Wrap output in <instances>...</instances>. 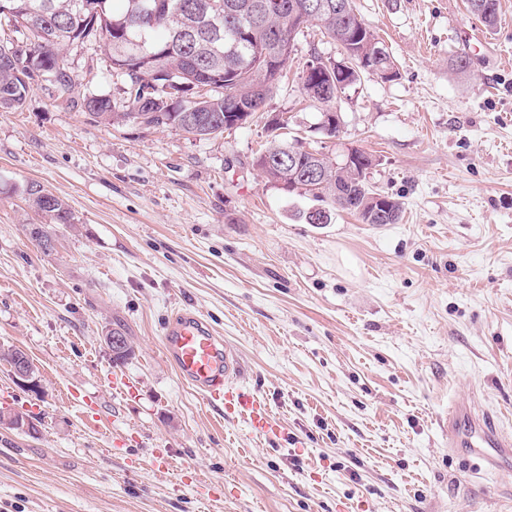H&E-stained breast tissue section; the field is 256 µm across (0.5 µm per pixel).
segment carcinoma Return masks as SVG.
<instances>
[{"label": "carcinoma", "instance_id": "1", "mask_svg": "<svg viewBox=\"0 0 512 512\" xmlns=\"http://www.w3.org/2000/svg\"><path fill=\"white\" fill-rule=\"evenodd\" d=\"M308 0H10L9 13H0V29L29 47L21 63L5 57L0 48V108L18 109L29 95L31 80L47 74L59 97L80 105L104 125L133 121L145 128H172L204 139L224 133L226 115L254 114L253 102L268 98L278 88L295 50L294 41L310 24L318 25L347 55L350 70L333 80L352 87L365 72L382 80L397 76L393 58L378 36L356 12L353 0H321L324 11L297 16V7ZM347 6V15H336V3ZM499 0H466L467 12L484 30L498 22ZM101 42L108 51L112 73L123 79V97L91 95L81 90L66 63V54ZM314 51L301 77L302 91L326 113L337 111L336 88L318 97L328 79ZM284 146L274 144L259 153L253 165L263 176L281 178L288 186H305L310 153L296 166L267 168L266 158ZM351 164L326 170V186L305 195L327 206L347 210L363 224H396L402 203L373 191L364 171L371 155L353 149ZM40 185L27 186L31 205L56 224H71L67 204L52 194L45 207Z\"/></svg>", "mask_w": 512, "mask_h": 512}]
</instances>
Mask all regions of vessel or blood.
Returning <instances> with one entry per match:
<instances>
[{
  "mask_svg": "<svg viewBox=\"0 0 512 512\" xmlns=\"http://www.w3.org/2000/svg\"><path fill=\"white\" fill-rule=\"evenodd\" d=\"M163 350L181 380L208 403L221 407L226 417L245 419L261 434L275 430L270 406L240 387L236 352L200 315L190 310L174 312L165 328ZM448 445L470 449L473 456L489 463L493 449L512 447V436L503 429L488 428L471 407L455 405L448 410Z\"/></svg>",
  "mask_w": 512,
  "mask_h": 512,
  "instance_id": "vessel-or-blood-1",
  "label": "vessel or blood"
}]
</instances>
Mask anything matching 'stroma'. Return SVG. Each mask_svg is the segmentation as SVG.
I'll return each mask as SVG.
<instances>
[{
  "mask_svg": "<svg viewBox=\"0 0 512 512\" xmlns=\"http://www.w3.org/2000/svg\"><path fill=\"white\" fill-rule=\"evenodd\" d=\"M354 6L399 75H362L330 144L299 77L311 51L341 48L314 25L263 111L210 139L103 125L46 76L0 109V349L25 352L39 380L0 362V415L36 428L0 425V512H512V453L488 474L448 447L454 404L512 432V69L498 62L512 0L482 41L464 0ZM66 63L88 92L118 95L100 45ZM275 115L335 161L371 154L368 184L400 200L399 223H307L313 200L253 165ZM32 182L73 225L31 206ZM32 224L55 236L51 254ZM178 308L234 346L274 433L180 380L161 349ZM113 329L132 349L118 365Z\"/></svg>",
  "mask_w": 512,
  "mask_h": 512,
  "instance_id": "35a3bbf8",
  "label": "stroma"
}]
</instances>
